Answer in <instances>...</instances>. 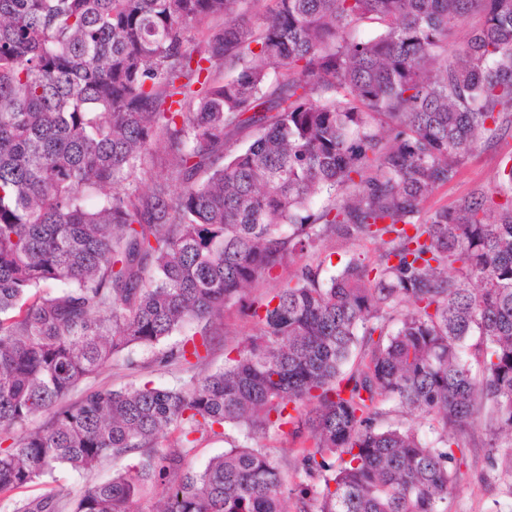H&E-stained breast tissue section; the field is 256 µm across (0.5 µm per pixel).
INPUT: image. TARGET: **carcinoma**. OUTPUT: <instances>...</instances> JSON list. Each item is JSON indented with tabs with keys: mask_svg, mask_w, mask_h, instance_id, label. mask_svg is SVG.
Returning a JSON list of instances; mask_svg holds the SVG:
<instances>
[{
	"mask_svg": "<svg viewBox=\"0 0 512 512\" xmlns=\"http://www.w3.org/2000/svg\"><path fill=\"white\" fill-rule=\"evenodd\" d=\"M254 2L0 0V494L136 459L13 512H132L149 487L160 512H448L451 436L512 448V153L494 191L424 209L512 138V0H267L257 26ZM386 236L326 281L301 266L195 373L247 287ZM187 327L154 359L182 384L92 383ZM390 402L435 438L380 427ZM226 424L307 446L189 468ZM126 463L127 461L123 458H109L103 461L94 472L89 474H78L66 468H58L52 477L31 483L25 488L15 491L10 496L14 502L20 499L38 497L52 489L58 491L63 496H74L91 483L110 479L112 474L123 469Z\"/></svg>",
	"mask_w": 512,
	"mask_h": 512,
	"instance_id": "1",
	"label": "carcinoma"
}]
</instances>
